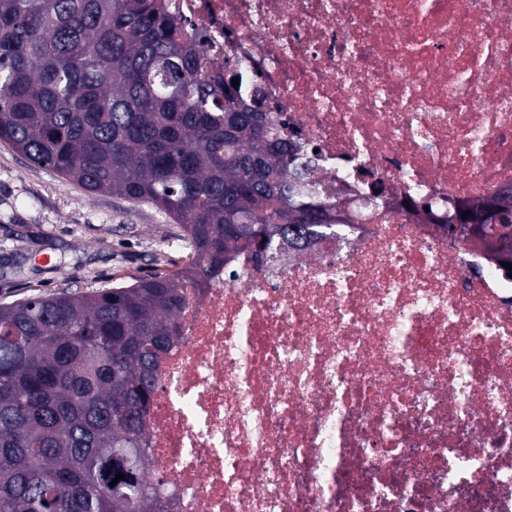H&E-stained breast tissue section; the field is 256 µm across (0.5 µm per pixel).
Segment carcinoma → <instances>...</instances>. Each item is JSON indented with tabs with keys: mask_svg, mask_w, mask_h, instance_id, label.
Returning a JSON list of instances; mask_svg holds the SVG:
<instances>
[{
	"mask_svg": "<svg viewBox=\"0 0 512 512\" xmlns=\"http://www.w3.org/2000/svg\"><path fill=\"white\" fill-rule=\"evenodd\" d=\"M257 99L241 62L193 48L172 0H0V142L156 209L193 254L174 273L0 304V512H159L143 414L186 288L235 250L260 260L343 229L308 181L311 150L271 135L283 123ZM511 214L471 220L493 236Z\"/></svg>",
	"mask_w": 512,
	"mask_h": 512,
	"instance_id": "cac0c4a2",
	"label": "carcinoma"
}]
</instances>
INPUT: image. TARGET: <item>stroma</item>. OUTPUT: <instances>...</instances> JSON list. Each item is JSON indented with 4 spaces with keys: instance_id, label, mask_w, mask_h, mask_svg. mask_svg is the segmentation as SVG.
<instances>
[{
    "instance_id": "stroma-1",
    "label": "stroma",
    "mask_w": 512,
    "mask_h": 512,
    "mask_svg": "<svg viewBox=\"0 0 512 512\" xmlns=\"http://www.w3.org/2000/svg\"><path fill=\"white\" fill-rule=\"evenodd\" d=\"M149 206L90 192L0 143V303L171 273L190 259Z\"/></svg>"
}]
</instances>
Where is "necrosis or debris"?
Wrapping results in <instances>:
<instances>
[{"instance_id":"obj_1","label":"necrosis or debris","mask_w":512,"mask_h":512,"mask_svg":"<svg viewBox=\"0 0 512 512\" xmlns=\"http://www.w3.org/2000/svg\"><path fill=\"white\" fill-rule=\"evenodd\" d=\"M342 235L191 290L144 417L161 512H512V278L449 234L512 188V0H172Z\"/></svg>"}]
</instances>
